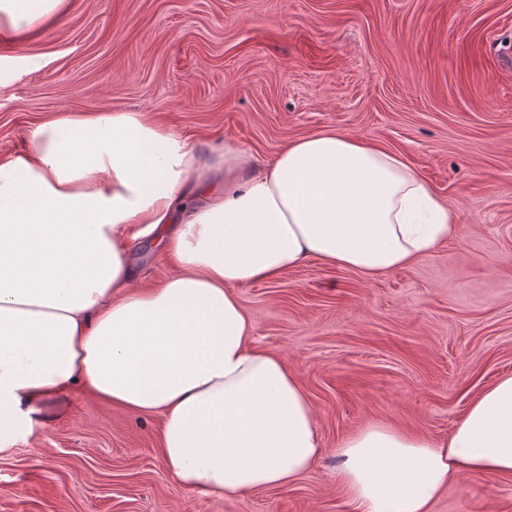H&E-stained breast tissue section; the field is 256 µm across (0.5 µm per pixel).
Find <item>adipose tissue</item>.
<instances>
[{"label": "adipose tissue", "instance_id": "1", "mask_svg": "<svg viewBox=\"0 0 512 512\" xmlns=\"http://www.w3.org/2000/svg\"><path fill=\"white\" fill-rule=\"evenodd\" d=\"M73 0H0L23 44ZM458 213L400 154L334 130L262 170L156 116L61 111L0 155V448L67 389L162 419L166 467L202 497L294 483L320 453L314 407L287 361L255 343L238 287L311 260L373 279L459 236ZM161 241L174 273L142 287L131 249ZM361 512H432L461 473L512 476V376L447 442L387 424L337 450Z\"/></svg>", "mask_w": 512, "mask_h": 512}]
</instances>
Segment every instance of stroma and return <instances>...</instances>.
<instances>
[{
	"instance_id": "stroma-1",
	"label": "stroma",
	"mask_w": 512,
	"mask_h": 512,
	"mask_svg": "<svg viewBox=\"0 0 512 512\" xmlns=\"http://www.w3.org/2000/svg\"><path fill=\"white\" fill-rule=\"evenodd\" d=\"M25 49L46 64L0 85V154L62 109L149 112L259 169L336 130L402 154L462 233L370 281L310 261L238 288L317 411L322 453L294 484L198 498L166 469L158 417L65 392L0 451V512H353L345 438L447 440L512 375V0H75ZM133 256L142 286L174 270L162 247ZM433 512H512V477L462 475Z\"/></svg>"
}]
</instances>
